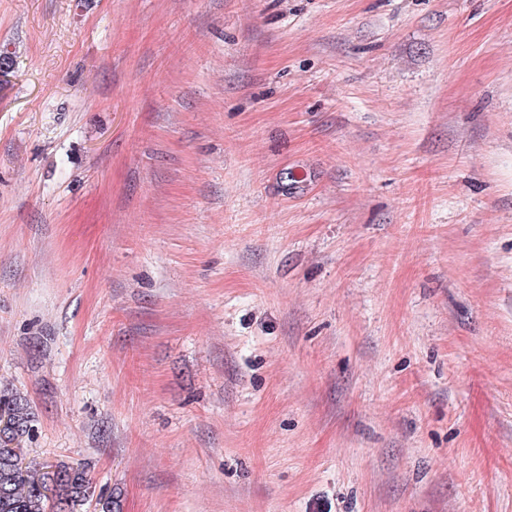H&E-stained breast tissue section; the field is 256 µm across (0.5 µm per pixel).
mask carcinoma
<instances>
[{"label": "carcinoma", "mask_w": 512, "mask_h": 512, "mask_svg": "<svg viewBox=\"0 0 512 512\" xmlns=\"http://www.w3.org/2000/svg\"><path fill=\"white\" fill-rule=\"evenodd\" d=\"M36 432L26 398L0 390V512H82L92 501L99 512H119L115 496L93 499L92 479L83 467L26 460L23 443Z\"/></svg>", "instance_id": "cac0c4a2"}]
</instances>
